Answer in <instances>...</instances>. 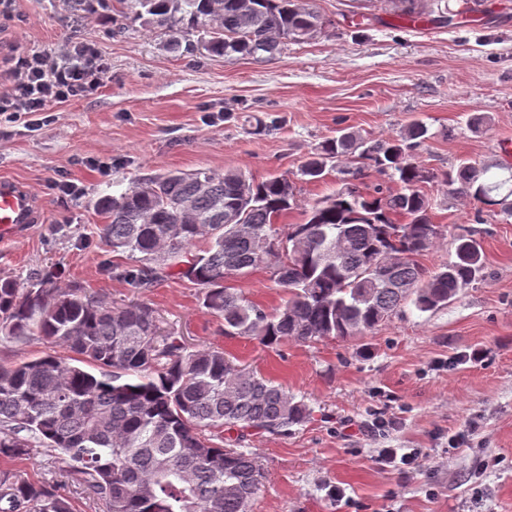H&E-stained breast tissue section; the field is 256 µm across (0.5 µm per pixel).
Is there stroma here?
<instances>
[{"label":"stroma","instance_id":"35a3bbf8","mask_svg":"<svg viewBox=\"0 0 512 512\" xmlns=\"http://www.w3.org/2000/svg\"><path fill=\"white\" fill-rule=\"evenodd\" d=\"M448 4L460 17L439 27L411 22L384 0H311L325 20L321 33L284 42L261 62L189 54L137 22L116 33L102 11L77 22L63 0H15L0 13L1 68L75 40L111 64L96 95L58 105L51 123L0 121V177L27 187L40 211L22 241L0 242V273L23 283L56 269L58 287L118 304L141 299L189 347H222L304 400L306 423L250 443L267 481L248 512H512V218L424 184L441 237L420 263H447L467 232L482 246V278L433 312L408 306L362 334L267 348L221 334L189 281L141 295L128 288L115 275L122 258L99 232L96 203L169 170H239L257 182L295 181L301 206L285 218L293 224L302 206L340 185L333 170L317 182L300 178L321 142L342 128L388 137L415 119L431 132L416 154L423 167L467 161L506 178L512 158L499 145L512 140V0ZM476 113L488 118L478 132L469 125ZM60 181L78 195L60 192ZM475 350L485 351L483 362L468 361ZM473 418L479 433L449 450V437ZM384 448L419 449L422 465L383 467ZM6 469L59 485L76 512H105L68 483L66 464L47 448L0 459ZM336 485L343 499L330 495Z\"/></svg>","mask_w":512,"mask_h":512}]
</instances>
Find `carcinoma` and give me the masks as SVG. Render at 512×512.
<instances>
[{
	"label": "carcinoma",
	"mask_w": 512,
	"mask_h": 512,
	"mask_svg": "<svg viewBox=\"0 0 512 512\" xmlns=\"http://www.w3.org/2000/svg\"><path fill=\"white\" fill-rule=\"evenodd\" d=\"M79 18L112 0H63ZM112 22L163 30L194 51L189 36H207L209 52L263 61L283 41H301L322 16L309 0H117ZM421 120L397 135L372 139L350 128L324 141L300 166L305 181L327 167L341 186L303 211L296 224L279 220L299 207L296 184L245 173L170 171L104 196L102 236L132 261L116 277L139 293L186 279L226 336L274 347L288 339L313 343L371 330L412 305L431 312L448 305L483 273L479 242L457 238L456 258L433 271L419 257L440 237L422 184L441 182L453 194L498 206L506 181L490 167L462 162L434 172L414 154L428 138ZM374 171L398 183L361 186ZM406 219L403 224L395 217ZM205 247L193 250L200 241ZM256 269L286 294L268 311L226 286ZM54 273L23 286L0 276V333L38 337L72 356L47 354L0 364V457L18 459L38 443L67 463L69 478L106 512H247L267 474L242 444L253 434L288 433L308 417L302 400L231 360L219 347L189 348L163 330L146 303H108L73 285L54 288ZM0 512H74L71 499L18 472L0 473Z\"/></svg>",
	"instance_id": "obj_1"
}]
</instances>
